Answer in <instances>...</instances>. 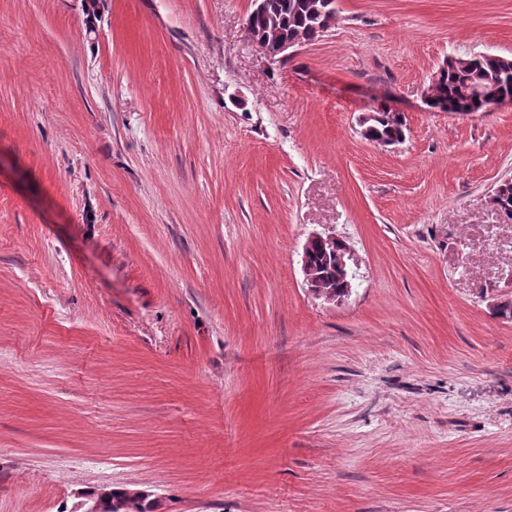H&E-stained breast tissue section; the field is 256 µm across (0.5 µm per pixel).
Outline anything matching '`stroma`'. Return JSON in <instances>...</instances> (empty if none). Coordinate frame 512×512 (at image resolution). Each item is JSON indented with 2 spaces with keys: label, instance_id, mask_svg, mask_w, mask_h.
<instances>
[{
  "label": "stroma",
  "instance_id": "obj_1",
  "mask_svg": "<svg viewBox=\"0 0 512 512\" xmlns=\"http://www.w3.org/2000/svg\"><path fill=\"white\" fill-rule=\"evenodd\" d=\"M252 0H0V512H512V0H336L269 61ZM404 112L383 148L360 117ZM357 260L343 304L311 233ZM446 77L435 87L439 99L450 105L464 104V112H487V95L495 96L489 110L512 102V58L488 54L460 56L447 62ZM489 92V93H488ZM336 241L338 243V250L336 251V264L339 268L345 271L343 292L336 297H327L324 300L329 303L341 302L348 299L355 288L354 280L357 277V267L353 258V252L350 245L342 238L334 234H322L318 232L312 233L306 240L301 255V268L308 285L310 292L316 297L314 289L315 279L318 289L324 295L335 294L339 290V283L341 281L342 272L334 266L329 258V247L315 246L312 253V268L310 267L309 251L311 246L316 242ZM351 262L355 268L352 267ZM92 496L100 502L101 512H153L154 509L152 502L137 489L105 488ZM114 503H118L119 508H115Z\"/></svg>",
  "mask_w": 512,
  "mask_h": 512
}]
</instances>
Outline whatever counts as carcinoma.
<instances>
[{"label":"carcinoma","mask_w":512,"mask_h":512,"mask_svg":"<svg viewBox=\"0 0 512 512\" xmlns=\"http://www.w3.org/2000/svg\"><path fill=\"white\" fill-rule=\"evenodd\" d=\"M331 0H266V10L254 19L260 28L281 38H293L303 32L307 41L322 36L321 17L315 4ZM437 97L450 105L463 104L470 112H485L489 105L487 95L512 96V59L487 54L461 56L447 61L446 77L435 87ZM387 107L373 110L374 117L360 124L367 129V141L401 140L405 137L404 122L394 123L383 118ZM501 203L500 212L512 220V179L500 182L493 190ZM312 268L321 293L332 295L339 290L342 272L332 264L329 248L314 247ZM100 502L102 512H153L154 505L142 491L130 488H105L93 494Z\"/></svg>","instance_id":"1"}]
</instances>
